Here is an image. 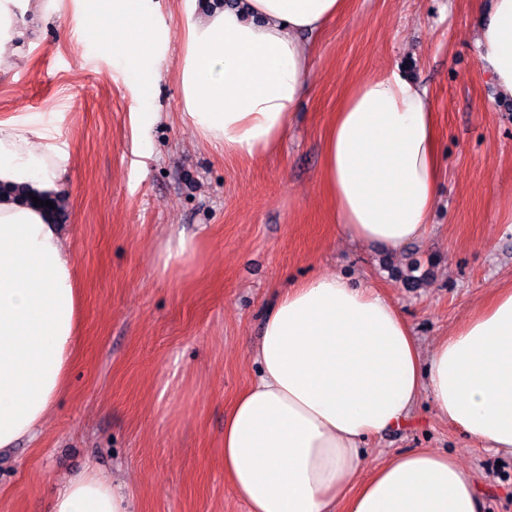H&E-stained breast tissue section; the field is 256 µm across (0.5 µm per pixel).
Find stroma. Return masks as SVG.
Listing matches in <instances>:
<instances>
[{"mask_svg": "<svg viewBox=\"0 0 512 512\" xmlns=\"http://www.w3.org/2000/svg\"><path fill=\"white\" fill-rule=\"evenodd\" d=\"M170 28L141 149L136 92L78 0L0 69V120L37 118L70 155L61 226L79 279L68 387L39 437L0 453V512H51L91 471L119 479L134 512H247L224 479V416L253 381L252 350L277 289L343 274L401 311L422 354L512 287V100L476 47L471 0H348L311 41L309 91L277 149L227 155L185 113L178 77L184 0H158ZM397 69L428 90L441 180L425 238L400 251L341 235L321 184L322 137L353 84ZM197 236V263L160 276L167 237ZM413 448L475 476L481 512H512V455L483 447L421 397L408 423L370 441L372 461Z\"/></svg>", "mask_w": 512, "mask_h": 512, "instance_id": "35a3bbf8", "label": "stroma"}]
</instances>
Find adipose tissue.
I'll use <instances>...</instances> for the list:
<instances>
[{"instance_id":"1","label":"adipose tissue","mask_w":512,"mask_h":512,"mask_svg":"<svg viewBox=\"0 0 512 512\" xmlns=\"http://www.w3.org/2000/svg\"><path fill=\"white\" fill-rule=\"evenodd\" d=\"M20 20L0 0V67L46 8ZM346 0H186L180 71L195 130L225 153L278 144L308 87V35ZM477 48L500 99H512V0H473ZM81 12L125 79L150 97L169 29L152 0H81ZM69 154L41 129L0 120V184L53 195ZM322 179L337 229L390 249L421 241L440 180L425 87L387 70L356 83L322 147ZM195 237L168 239L166 276L194 264ZM75 263L58 227L0 195V450L39 430L63 393L78 327ZM259 372L224 419V475L249 512H480L474 476L457 460L415 448L372 464L371 439L401 428L421 396L485 447L512 454V289L422 356L399 309L344 275L276 292L254 351ZM132 495L94 473L71 478L52 512H131Z\"/></svg>"}]
</instances>
